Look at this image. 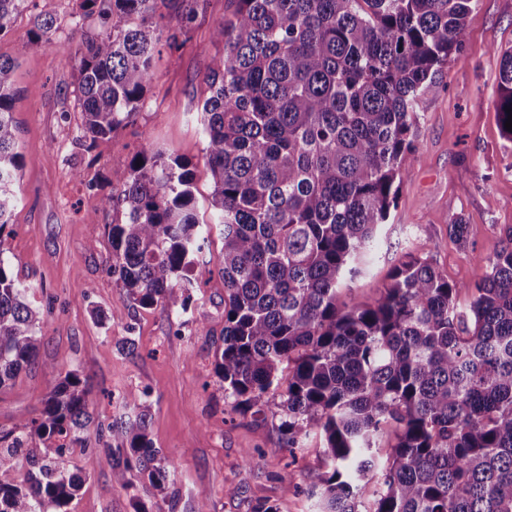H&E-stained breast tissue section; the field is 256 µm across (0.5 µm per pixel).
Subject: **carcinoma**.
<instances>
[{"label": "carcinoma", "mask_w": 512, "mask_h": 512, "mask_svg": "<svg viewBox=\"0 0 512 512\" xmlns=\"http://www.w3.org/2000/svg\"><path fill=\"white\" fill-rule=\"evenodd\" d=\"M26 0H0V35ZM97 33L79 49L75 96L82 145L134 122L165 47L186 42L192 0H75ZM214 38L223 53L206 76L200 112L223 226L224 332L215 373L239 415L281 398L280 429L298 448L323 438V471L308 493L317 512H512V226L481 259L472 284L448 281L410 252L371 303L339 301L365 270L407 161L422 92L458 59L476 0H237ZM180 12L164 30L159 7ZM58 18L37 14L21 45L49 42ZM14 62L0 59V391L34 363L46 310L3 260L20 168L12 119ZM512 110V48L495 98ZM102 198L124 221L108 225L111 274L140 307L187 310L190 269L207 244L191 164L142 149ZM449 237L468 244L457 219ZM470 296L466 308L461 294ZM87 380L69 369L38 416L0 432V512H69L94 467L71 472L67 448L87 446L94 422ZM97 428L112 480L147 476L162 501L173 463L148 432V407ZM55 455H25L35 441Z\"/></svg>", "instance_id": "cac0c4a2"}]
</instances>
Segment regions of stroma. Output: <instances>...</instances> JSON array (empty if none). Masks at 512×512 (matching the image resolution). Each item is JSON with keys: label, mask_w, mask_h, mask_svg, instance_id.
<instances>
[{"label": "stroma", "mask_w": 512, "mask_h": 512, "mask_svg": "<svg viewBox=\"0 0 512 512\" xmlns=\"http://www.w3.org/2000/svg\"><path fill=\"white\" fill-rule=\"evenodd\" d=\"M188 40L174 54L155 60V80L135 121L84 150L82 115L74 95L75 48L84 27L71 16L74 0H27L0 36V57L15 60L13 117L22 166L16 184L10 250L14 277L28 285V298L50 311L41 329L37 361L0 391V431L37 416L60 369H78L91 386L96 421L125 413L128 396L151 406L149 430L155 447L172 461L170 492L175 512H252L256 502L276 512H315L303 492H285L278 480L294 464L305 487L322 466L319 437L288 453L279 430V397L265 413L242 417L214 372V354L224 330V282L218 269L224 237L212 230L190 270L197 288L187 313L135 305L110 273L107 227L121 212L101 206L115 172L125 170L144 148L189 161L200 222L211 213L213 179L205 159L200 105L204 78L223 51L213 37L217 23L232 20L236 0H196ZM57 16L62 52L29 44L31 18ZM466 43L419 99L413 138L418 152L399 187L397 204L381 232L382 243L367 270L342 291L341 300L373 301L404 253L430 259L450 281L470 284L482 275L480 260L497 253L503 229L512 226V142L502 131L493 103L500 52L512 47V0H477L466 19ZM463 219L472 244L457 245L448 226ZM133 337L136 354L118 342ZM253 450L251 464L242 453ZM131 487L112 481V458L97 448L69 512H134L142 502L156 512L162 500L146 477L132 473Z\"/></svg>", "instance_id": "35a3bbf8"}]
</instances>
